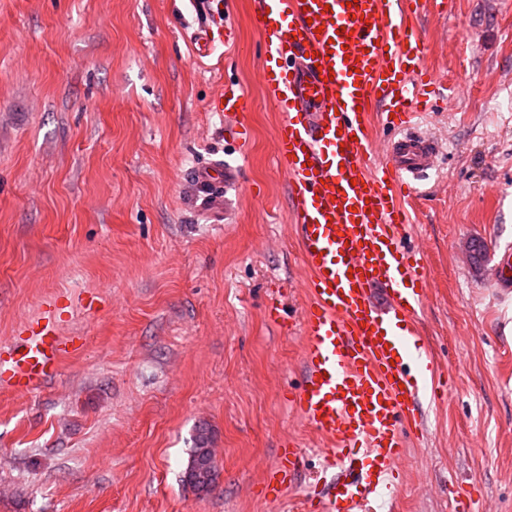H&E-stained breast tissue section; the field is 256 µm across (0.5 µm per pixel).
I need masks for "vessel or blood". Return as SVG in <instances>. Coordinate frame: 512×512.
<instances>
[{
  "label": "vessel or blood",
  "instance_id": "vessel-or-blood-1",
  "mask_svg": "<svg viewBox=\"0 0 512 512\" xmlns=\"http://www.w3.org/2000/svg\"><path fill=\"white\" fill-rule=\"evenodd\" d=\"M425 2L255 0L251 17L265 44L259 80L281 114L274 158L309 271L304 376L292 406L329 441L320 451V512H365L384 494L397 502L407 441L423 434L422 399L449 390L435 378L436 358L419 329L426 254L405 243V200L439 153L416 131L435 83L412 56L420 39L412 19ZM219 36L233 42L234 29L212 9L199 52ZM213 107L239 117L246 95L225 89ZM375 112L391 138L376 137ZM78 346L44 312L0 353V386L46 383ZM304 458L297 445L282 449L265 486L290 488Z\"/></svg>",
  "mask_w": 512,
  "mask_h": 512
}]
</instances>
